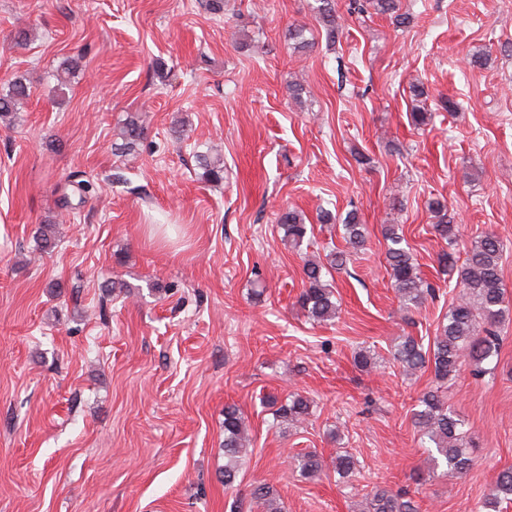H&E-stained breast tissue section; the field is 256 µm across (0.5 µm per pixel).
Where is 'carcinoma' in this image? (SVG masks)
Wrapping results in <instances>:
<instances>
[{"label":"carcinoma","instance_id":"carcinoma-1","mask_svg":"<svg viewBox=\"0 0 512 512\" xmlns=\"http://www.w3.org/2000/svg\"><path fill=\"white\" fill-rule=\"evenodd\" d=\"M319 19L325 30L329 45L336 44L342 31L338 23L336 0H317ZM373 8L377 14L392 16L396 24L404 27L411 17L400 12L398 0H352L350 9L358 14ZM29 87L18 77L8 85V90L0 94V117H8L19 111L29 97ZM144 127L139 117L126 118L120 131L122 151L134 150L144 139ZM202 178L219 182L224 179V165L220 158L207 152L197 156ZM437 222L433 224L435 234L448 245L459 241L456 224L448 219V207L440 201L429 203ZM278 223L283 231V240L294 247L303 244L308 236L305 216L288 209L279 216ZM386 261L399 303L409 309L417 307L433 295L434 286L423 280L410 253L408 244L395 224L385 225ZM343 239L353 250L365 246L363 227L356 213L350 212L343 220ZM503 245L492 233H486L471 242L466 248L465 262L458 268L450 261L451 255L443 253L441 261L449 269L457 271L456 285L459 294L448 309L445 323L428 345L419 343L412 336L403 337L394 347L393 359L403 371L414 374L431 367L436 379L447 381L469 368L475 375L486 372V364L498 355L500 340L497 324L508 313L504 305V290L501 277V253ZM348 260L347 252L334 251L329 254V265L308 260L303 266L304 284L298 302L309 319L326 322L336 317L337 299L333 286L325 280L329 269L340 270ZM276 413L293 424L307 419L311 414V402L298 393L288 396ZM415 426L435 445L437 453L444 458L446 467L460 475L467 473L475 465L470 449L463 443L464 421L448 407L439 391L430 389L418 398V410L413 413ZM249 434L243 417L234 404L224 406V485H233L239 472V461L247 450ZM301 472L314 477L322 472V462L314 454L301 456ZM251 495L264 504L266 512H281L274 491L260 484L253 488ZM512 502V468L502 470L496 477L493 497L485 499L483 512H501L502 504ZM367 512H416L411 501L402 500L385 491L374 494L367 503Z\"/></svg>","mask_w":512,"mask_h":512}]
</instances>
